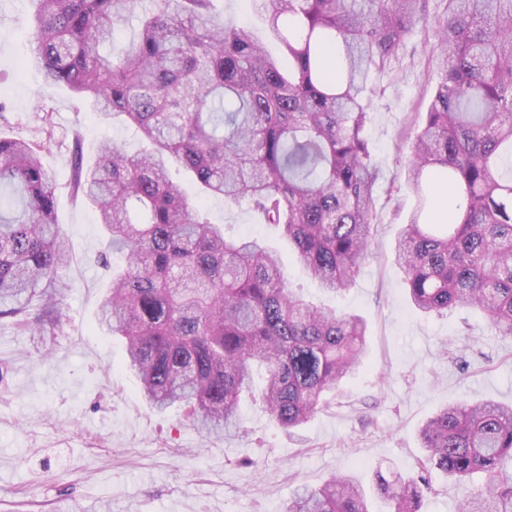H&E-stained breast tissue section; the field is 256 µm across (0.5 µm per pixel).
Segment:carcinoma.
Returning <instances> with one entry per match:
<instances>
[{
  "instance_id": "cac0c4a2",
  "label": "carcinoma",
  "mask_w": 512,
  "mask_h": 512,
  "mask_svg": "<svg viewBox=\"0 0 512 512\" xmlns=\"http://www.w3.org/2000/svg\"><path fill=\"white\" fill-rule=\"evenodd\" d=\"M36 0L29 63L50 86L122 118L150 148L110 141L95 165L75 160V188L99 212L112 268L99 325L124 340L151 407L178 406L211 433L241 428L258 395L277 428L306 424L362 368L367 322L288 287L272 249L225 236L171 177L203 196L247 201L303 269L341 294L371 255L384 174L366 126L406 37L433 39L439 82L411 147L417 210L393 258L424 315L481 312L512 336V0H259L291 61L283 70L213 0ZM138 32L114 53L115 29ZM52 131L0 135V318L53 338L58 272L69 261L42 162ZM44 309L32 313V301ZM421 468L464 490L463 512H512V406L450 405L418 433ZM424 478L376 472L389 512H418ZM286 512H370L363 488L334 475L297 487Z\"/></svg>"
}]
</instances>
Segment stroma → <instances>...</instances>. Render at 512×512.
I'll return each mask as SVG.
<instances>
[{"label": "stroma", "mask_w": 512, "mask_h": 512, "mask_svg": "<svg viewBox=\"0 0 512 512\" xmlns=\"http://www.w3.org/2000/svg\"><path fill=\"white\" fill-rule=\"evenodd\" d=\"M217 7L281 58L252 0H217ZM33 12L31 0H0V133L34 139L42 118H50L56 143L42 160L55 176L71 260L59 272L54 340L0 320V512H284L299 484L348 474L369 491L376 472H416L418 431L442 407L512 403V336L497 334L476 312L420 315L393 261L396 238L415 206L403 163L438 81L430 47L415 32L405 41L397 77L374 78L385 89L368 125L384 172L375 257L346 293L322 292L287 241L247 202L200 199L197 184L181 169L172 171L211 223L276 250L295 292L366 319L364 368L291 434L273 427L250 399L240 409L245 431L234 435L200 432L173 408L151 410L121 366V341L97 323L111 277L98 259L103 228L72 189L74 157L88 166L104 140L131 153L144 143L122 120L98 121L67 88L47 87L38 69L26 67L33 47L23 34ZM427 479L420 512H457L460 488L434 469Z\"/></svg>", "instance_id": "obj_1"}]
</instances>
